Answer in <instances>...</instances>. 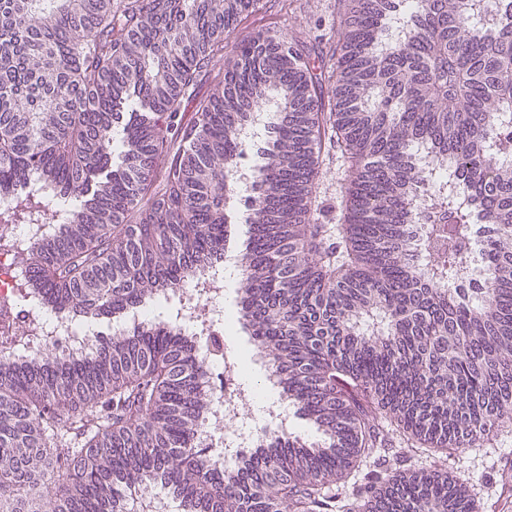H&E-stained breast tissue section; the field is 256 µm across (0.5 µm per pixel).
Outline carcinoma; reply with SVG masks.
Listing matches in <instances>:
<instances>
[{"label": "carcinoma", "instance_id": "cac0c4a2", "mask_svg": "<svg viewBox=\"0 0 512 512\" xmlns=\"http://www.w3.org/2000/svg\"><path fill=\"white\" fill-rule=\"evenodd\" d=\"M255 2L0 0V224L50 189L61 228L19 251L24 294L131 314L224 261L239 132L273 105L241 314L317 439L204 466L195 340L148 322L87 356L0 359V512H123L146 480L182 512H483L436 463H367L394 434L446 454L512 421V0H336L317 66L239 36ZM327 146L349 171L334 224ZM476 225L486 277L463 288Z\"/></svg>", "mask_w": 512, "mask_h": 512}]
</instances>
